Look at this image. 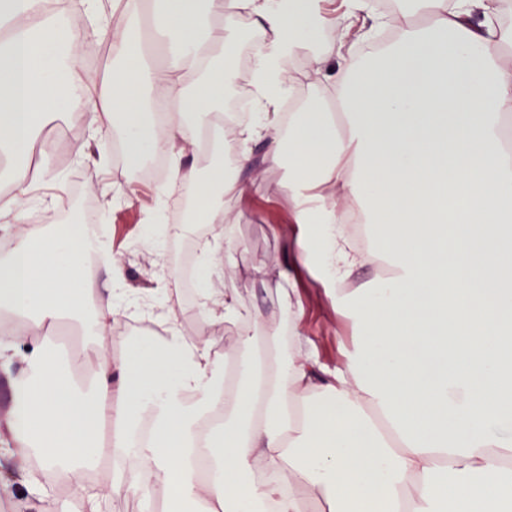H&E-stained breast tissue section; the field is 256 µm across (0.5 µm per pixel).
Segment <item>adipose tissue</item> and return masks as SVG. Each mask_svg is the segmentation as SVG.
I'll list each match as a JSON object with an SVG mask.
<instances>
[{
    "label": "adipose tissue",
    "instance_id": "adipose-tissue-1",
    "mask_svg": "<svg viewBox=\"0 0 512 512\" xmlns=\"http://www.w3.org/2000/svg\"><path fill=\"white\" fill-rule=\"evenodd\" d=\"M47 2L0 0V150L40 154L43 176L54 179L37 132L66 107L89 135L122 129L130 166L168 156L159 199L192 197L198 219L220 227L199 246L202 318L242 332L221 355L215 340L185 339L169 271H156L155 288H129L122 259L87 241L85 225L18 238L0 258V371L19 358L25 368L11 378L0 451L23 463L38 456L47 472L66 467L82 512L160 492L173 512H305L310 499L323 512H512V27L496 23L507 0H413L412 14L394 20L392 43L364 60L331 47L298 74L285 59L324 29L363 37L382 17L367 0H210L203 14L194 0H123L127 16L163 37L171 62L160 69L142 32L111 25L104 0H80L119 49L94 86L82 77L76 22L43 20ZM252 27L262 34L253 117L230 132L235 169L198 176L183 153L199 148L237 78L239 35ZM309 78L335 87L339 114L317 100L282 125L284 91ZM259 140L294 172L300 260L354 327L333 369L310 350L284 271L255 272L283 282L284 329L213 286L236 245L229 205L259 191L240 178ZM11 185L0 223H30L40 198L27 170L15 169ZM380 262L387 277L348 290L356 270ZM92 265L106 279L86 320ZM130 310L164 324V336L129 343L120 361L99 358L86 389L75 381L85 352L62 362L28 337L68 320L97 347ZM264 338L288 344L268 375ZM219 411L222 423L208 427ZM133 446L108 491H88V470Z\"/></svg>",
    "mask_w": 512,
    "mask_h": 512
}]
</instances>
